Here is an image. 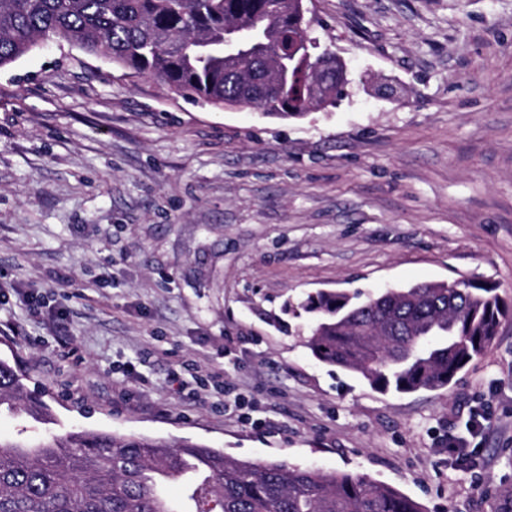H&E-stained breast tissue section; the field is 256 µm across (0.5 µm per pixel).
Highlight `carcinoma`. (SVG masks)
Masks as SVG:
<instances>
[{"label": "carcinoma", "instance_id": "carcinoma-1", "mask_svg": "<svg viewBox=\"0 0 512 512\" xmlns=\"http://www.w3.org/2000/svg\"><path fill=\"white\" fill-rule=\"evenodd\" d=\"M290 0H0V69L46 39L77 43L168 93L205 105L310 111L307 80L318 46L298 36ZM240 22L236 55L224 25ZM300 308L322 363L374 389L408 393L451 384L512 316L490 281L386 288L361 297L321 291ZM25 375L0 359V406L49 414ZM189 461L202 475L184 473ZM182 480L173 501L161 482ZM0 512H423L393 487L343 472L249 463L189 442L73 431L34 443L0 438Z\"/></svg>", "mask_w": 512, "mask_h": 512}]
</instances>
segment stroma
<instances>
[{
    "instance_id": "stroma-1",
    "label": "stroma",
    "mask_w": 512,
    "mask_h": 512,
    "mask_svg": "<svg viewBox=\"0 0 512 512\" xmlns=\"http://www.w3.org/2000/svg\"><path fill=\"white\" fill-rule=\"evenodd\" d=\"M336 107L202 106L79 46L0 70V357L56 419L512 512V318L447 388L316 360L319 290L490 280L512 304V0H304ZM478 462L448 456L474 410Z\"/></svg>"
}]
</instances>
